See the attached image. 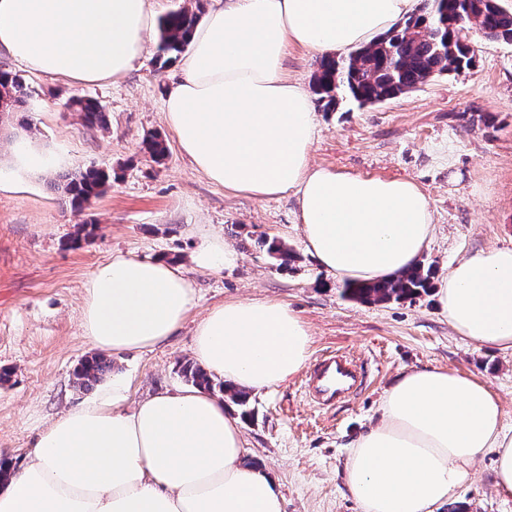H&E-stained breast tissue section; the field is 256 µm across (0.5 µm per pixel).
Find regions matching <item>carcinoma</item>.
I'll list each match as a JSON object with an SVG mask.
<instances>
[{"label":"carcinoma","mask_w":512,"mask_h":512,"mask_svg":"<svg viewBox=\"0 0 512 512\" xmlns=\"http://www.w3.org/2000/svg\"><path fill=\"white\" fill-rule=\"evenodd\" d=\"M199 13L181 7L166 14L159 23L160 43L156 56L158 68L175 63L190 44ZM477 28L487 37L512 42V10L500 0H420L415 11L393 25L375 41L359 47L343 58L324 56L314 75L313 89L328 110L339 98H351L360 106L397 98L436 75L474 65V51L467 39ZM25 79L8 71L0 72V112L5 114L24 103ZM69 106L80 112L90 127L106 128L105 112L90 99H72ZM112 174L88 168L64 180L62 192L71 205L82 212L94 198L102 195ZM267 253L286 266L293 252L274 240ZM432 267L417 263L406 272L376 282H347L342 290L346 298L368 303H387L413 299L431 287ZM112 371V359L95 354L77 367L74 378L80 388H89ZM181 374L196 387L219 388L238 405L247 404V394L223 382L216 383L206 371L191 364Z\"/></svg>","instance_id":"1"}]
</instances>
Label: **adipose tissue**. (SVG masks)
<instances>
[{
  "instance_id": "ef3b65f1",
  "label": "adipose tissue",
  "mask_w": 512,
  "mask_h": 512,
  "mask_svg": "<svg viewBox=\"0 0 512 512\" xmlns=\"http://www.w3.org/2000/svg\"><path fill=\"white\" fill-rule=\"evenodd\" d=\"M416 0H216L199 20L163 111L192 167L259 199L294 195L305 248L332 277L375 281L414 266L434 226L427 197L405 179L315 166V102L288 80L290 48L340 53L367 44ZM149 0H0V51L32 72L97 83L125 76L143 53ZM88 345L124 354L166 342L195 305L181 270L121 254L84 282ZM462 338L512 352V248L478 251L436 287ZM309 327L287 304L214 306L193 356L212 378L260 391L295 376L311 355ZM380 420L351 445L344 481L360 512H441L494 455L497 493L512 497V432L484 381L442 368L402 371ZM243 424L197 387L131 401L116 377L57 414L0 486V512H284L275 483L245 463Z\"/></svg>"
}]
</instances>
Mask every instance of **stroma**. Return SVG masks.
I'll return each mask as SVG.
<instances>
[{
  "label": "stroma",
  "instance_id": "1",
  "mask_svg": "<svg viewBox=\"0 0 512 512\" xmlns=\"http://www.w3.org/2000/svg\"><path fill=\"white\" fill-rule=\"evenodd\" d=\"M473 67L437 76L398 98L370 106L342 100L318 108L314 165L382 178L413 179L427 196L436 233L420 261L435 277L470 253L512 247V42L474 30ZM158 33L117 81L75 83L25 73L24 111L0 117V170L12 169V146L23 141L62 157L58 167L28 173L29 188L0 192V452L23 465L43 426L89 398L73 371L89 356L79 314L83 283L99 263L120 252L162 257L183 266L196 305L166 343L114 356V369L132 379V396L185 387L198 319L208 309L251 298L287 303L309 326L313 357L350 355L366 384L336 404L313 405L305 373L251 393L232 406L244 424L247 461L278 486L285 512H360L344 486L349 445L376 420L381 398L405 369L437 366L487 381L512 429V356L456 336L432 294L388 304L342 298L340 280L305 251L291 196L257 199L224 190L196 172L167 126L162 100L177 66L155 64ZM97 99L107 129L87 127L66 106ZM156 134L162 159L143 140ZM111 170L110 188L76 214L55 191L58 175L88 167ZM94 220L90 235L81 219ZM224 238L234 266L200 271L188 264L200 233ZM285 240L295 259L279 267L262 242ZM493 456H480L459 494L464 512H512V498L493 486Z\"/></svg>",
  "mask_w": 512,
  "mask_h": 512
}]
</instances>
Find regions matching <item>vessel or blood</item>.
<instances>
[{
	"instance_id": "1",
	"label": "vessel or blood",
	"mask_w": 512,
	"mask_h": 512,
	"mask_svg": "<svg viewBox=\"0 0 512 512\" xmlns=\"http://www.w3.org/2000/svg\"><path fill=\"white\" fill-rule=\"evenodd\" d=\"M362 384L363 376L354 360L336 352L322 354L306 378L308 396L319 406L345 400Z\"/></svg>"
}]
</instances>
